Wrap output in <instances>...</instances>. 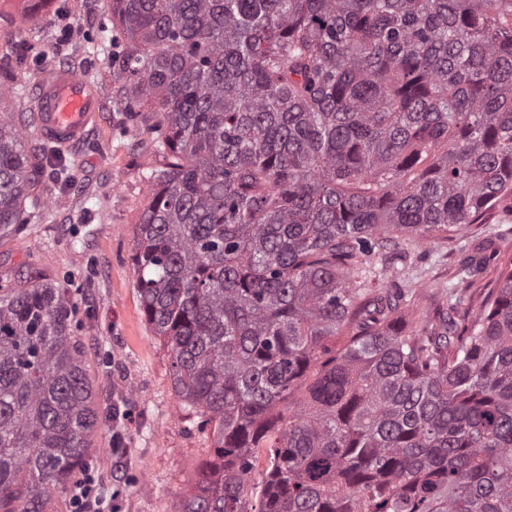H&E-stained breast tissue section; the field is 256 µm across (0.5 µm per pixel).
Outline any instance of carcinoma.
Wrapping results in <instances>:
<instances>
[{
	"instance_id": "obj_1",
	"label": "carcinoma",
	"mask_w": 512,
	"mask_h": 512,
	"mask_svg": "<svg viewBox=\"0 0 512 512\" xmlns=\"http://www.w3.org/2000/svg\"><path fill=\"white\" fill-rule=\"evenodd\" d=\"M118 40L165 160L136 288L214 435L175 512H512V257L476 299L465 256L431 313L363 267L512 195V0H112L92 42ZM5 98L0 228L56 160ZM78 329L63 289L0 287V512L88 467Z\"/></svg>"
}]
</instances>
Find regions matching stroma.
<instances>
[{"label":"stroma","mask_w":512,"mask_h":512,"mask_svg":"<svg viewBox=\"0 0 512 512\" xmlns=\"http://www.w3.org/2000/svg\"><path fill=\"white\" fill-rule=\"evenodd\" d=\"M111 12L110 0H0V85L16 92L5 106L27 127L31 154L45 144L35 135L28 95L36 76L59 65L80 66L99 87L100 120L77 148L64 154L67 183L42 176L32 195L49 208L42 224L0 234V282H50L67 291L82 323L88 375L101 414L89 458L112 498L113 512H175L191 493L213 436L199 431L177 396L169 354L145 320L132 260L140 215L148 201L144 175L162 166L150 113L130 120L121 104L122 50L100 54L89 38ZM512 201H501L485 222L455 239L416 249L407 279L421 290L420 306L437 303L456 284L465 252L482 248L512 256Z\"/></svg>","instance_id":"obj_1"}]
</instances>
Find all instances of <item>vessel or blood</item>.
I'll use <instances>...</instances> for the list:
<instances>
[{
    "mask_svg": "<svg viewBox=\"0 0 512 512\" xmlns=\"http://www.w3.org/2000/svg\"><path fill=\"white\" fill-rule=\"evenodd\" d=\"M94 83L66 66L40 76L34 84L36 134L64 151L83 141L100 117Z\"/></svg>",
    "mask_w": 512,
    "mask_h": 512,
    "instance_id": "vessel-or-blood-1",
    "label": "vessel or blood"
}]
</instances>
